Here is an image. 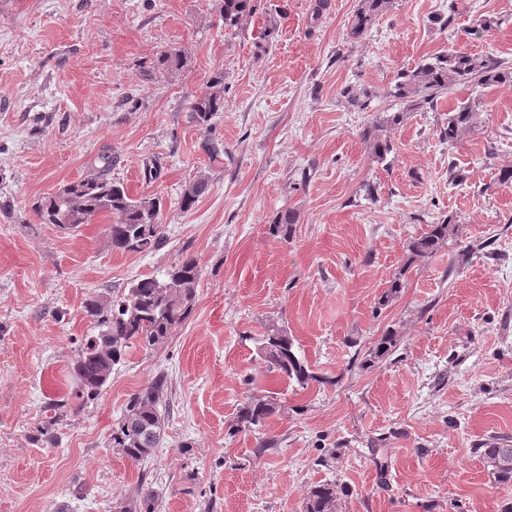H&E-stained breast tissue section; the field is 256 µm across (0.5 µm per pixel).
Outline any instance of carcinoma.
<instances>
[{
	"label": "carcinoma",
	"mask_w": 512,
	"mask_h": 512,
	"mask_svg": "<svg viewBox=\"0 0 512 512\" xmlns=\"http://www.w3.org/2000/svg\"><path fill=\"white\" fill-rule=\"evenodd\" d=\"M390 0H361L356 10L350 34H364L374 19L388 7ZM261 0H216L224 30H238L243 21L254 17ZM187 62L186 54L177 49L160 53L154 67L173 75ZM512 82V68L501 60L474 57L468 53L450 50L431 62L399 74L389 90V96L405 102L411 109H431L438 98L456 85L487 88ZM224 111V70L212 74L206 90L191 103V118L196 124L210 129L212 119ZM472 105L467 103L448 112L447 126L440 133L441 140L453 143L459 133L471 123ZM402 113L385 116L365 129L363 137L378 161H385L392 152L390 140L382 139L376 131L394 126ZM112 158L102 157V167L87 179L59 187L36 203L37 215L43 224H53L61 230H71L91 223L99 215L112 218L108 234L112 249L123 252L153 253L166 241L161 221L162 203L159 198L130 197L123 184L112 181ZM209 188V181L199 178L182 193L181 207L189 210ZM298 215L291 209L280 212L270 225V232L288 240ZM451 221L428 224L426 229L410 237L404 249L408 260L429 259L448 245ZM404 271L400 270L389 281L379 298V306L386 307L401 294ZM201 268L194 256L186 255L172 265L165 278L146 277L135 281L116 296L93 295L87 299L84 310L93 324V334L81 342L73 366L76 384L75 397L82 403L96 400L112 377V371L125 358L133 344L153 350L166 343L173 329L191 313ZM399 336L389 331L369 350V356L378 359L394 351ZM256 356L267 370L286 383H295L305 389L319 381L308 362L295 350L294 338L284 325L272 324L255 346ZM170 378L159 371L143 389L131 394L123 414L112 425L110 445L119 449L132 461H145L154 455L163 436ZM66 404L57 401L48 404L50 414L36 427L35 439L56 442L59 425L67 417ZM282 405L272 391L250 393L241 405L229 431H256L267 420L280 413ZM483 459L489 474L496 481L512 479V446L493 445L483 449ZM339 491L334 483L310 487L302 501V512H339ZM159 495L147 492L136 499H122L113 505V512H158Z\"/></svg>",
	"instance_id": "cac0c4a2"
}]
</instances>
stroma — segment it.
Returning <instances> with one entry per match:
<instances>
[{
    "instance_id": "obj_1",
    "label": "stroma",
    "mask_w": 512,
    "mask_h": 512,
    "mask_svg": "<svg viewBox=\"0 0 512 512\" xmlns=\"http://www.w3.org/2000/svg\"><path fill=\"white\" fill-rule=\"evenodd\" d=\"M326 2L262 0L228 35L215 0H0V512H109L150 490L161 512H300L327 481L343 489L340 512H512V482L479 454L512 445V188L498 183L512 168V86L457 85L418 112L388 94L451 46L512 64V0H391L357 38L360 0ZM170 48L187 65L159 74ZM218 69L224 110L208 134L189 109ZM464 102L473 124L444 143ZM384 111L403 118L379 162L361 134ZM104 154L132 197L162 198L159 251L113 250L104 217L70 232L39 222L34 203ZM452 165L462 184L449 185ZM201 177L208 192L182 211ZM284 209L298 213L286 240L269 232ZM450 216L447 246L407 262V239ZM188 254L202 269L188 318L79 403L86 299ZM399 271L401 296L379 308ZM274 321L318 382L289 386L259 364ZM389 329L397 350L368 360ZM161 370L163 444L138 463L109 438ZM266 390L280 415L230 433L246 395ZM58 400L70 404L58 441H36Z\"/></svg>"
}]
</instances>
